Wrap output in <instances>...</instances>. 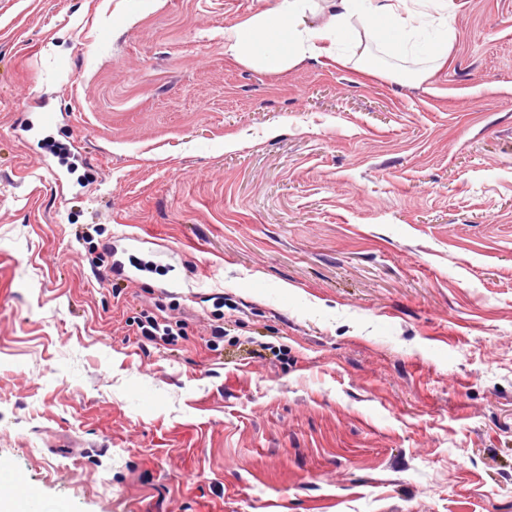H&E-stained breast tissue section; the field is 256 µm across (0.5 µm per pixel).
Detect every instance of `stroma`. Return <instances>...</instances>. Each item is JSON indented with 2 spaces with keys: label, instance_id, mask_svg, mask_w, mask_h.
Listing matches in <instances>:
<instances>
[{
  "label": "stroma",
  "instance_id": "35a3bbf8",
  "mask_svg": "<svg viewBox=\"0 0 512 512\" xmlns=\"http://www.w3.org/2000/svg\"><path fill=\"white\" fill-rule=\"evenodd\" d=\"M272 2L0 0L12 512H512V0H448L441 57L227 53ZM144 320L133 321L136 323V336H140L148 342L154 344H173L179 337L184 335V323L181 320L173 322L172 318L162 316H144ZM133 324H129L132 326Z\"/></svg>",
  "mask_w": 512,
  "mask_h": 512
}]
</instances>
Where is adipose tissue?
I'll use <instances>...</instances> for the list:
<instances>
[{
    "label": "adipose tissue",
    "instance_id": "adipose-tissue-1",
    "mask_svg": "<svg viewBox=\"0 0 512 512\" xmlns=\"http://www.w3.org/2000/svg\"><path fill=\"white\" fill-rule=\"evenodd\" d=\"M429 0H331L325 25L310 21L314 0H278L248 22L225 30L224 47L248 61L277 69L290 62L321 56L326 44H338L353 26L373 39L393 43L420 29Z\"/></svg>",
    "mask_w": 512,
    "mask_h": 512
}]
</instances>
